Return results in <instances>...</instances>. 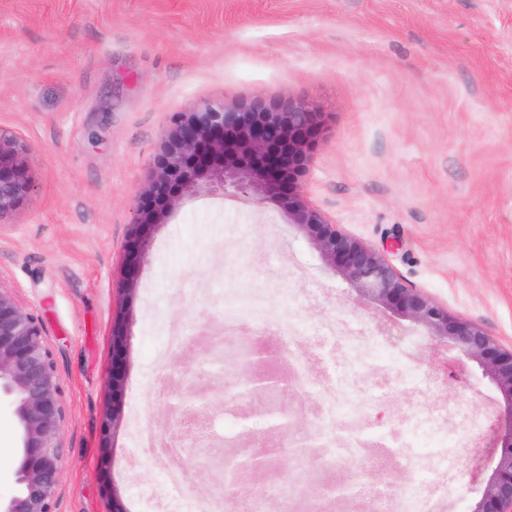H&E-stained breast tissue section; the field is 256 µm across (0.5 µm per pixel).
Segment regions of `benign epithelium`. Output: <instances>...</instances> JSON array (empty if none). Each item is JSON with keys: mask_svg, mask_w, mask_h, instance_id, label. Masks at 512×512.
Here are the masks:
<instances>
[{"mask_svg": "<svg viewBox=\"0 0 512 512\" xmlns=\"http://www.w3.org/2000/svg\"><path fill=\"white\" fill-rule=\"evenodd\" d=\"M323 132L322 113L303 101L267 103L256 100L228 108L205 104L177 115L165 135L153 174L139 193L132 248L120 287L132 296L155 232L167 223L183 199L203 186L254 191L278 204L356 292L371 297L397 314L424 326L429 336L474 360L498 388L508 408V420L496 436L492 475L471 512H512V347H503L478 324L452 315L448 309L408 286L380 254L343 232L328 216L307 204L300 186ZM32 189L26 151L0 130V216L21 206ZM133 314L126 311L112 327V395L124 390L128 332ZM224 342L201 353L200 366L224 372ZM238 370V386L257 392H279L282 382L271 373ZM13 407L22 446L15 472L16 493L0 502V512H54L66 448L61 430L66 420L61 378L42 323L23 311L13 289L0 285V399ZM200 417L209 402L184 397L175 407L179 417ZM182 447L191 454L193 470L218 468L225 497L241 491L242 474L266 465L253 454L214 462L200 458V442L186 437Z\"/></svg>", "mask_w": 512, "mask_h": 512, "instance_id": "7a95c632", "label": "benign epithelium"}]
</instances>
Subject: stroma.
Wrapping results in <instances>:
<instances>
[{"label":"stroma","mask_w":512,"mask_h":512,"mask_svg":"<svg viewBox=\"0 0 512 512\" xmlns=\"http://www.w3.org/2000/svg\"><path fill=\"white\" fill-rule=\"evenodd\" d=\"M257 99L323 112L302 180L312 204L383 252L408 284L512 344V0H0V129L26 147L32 178L27 200L0 216V283L41 320L62 379L55 512H111L109 480L128 512H143L168 465L136 461L138 436L147 428L168 440L167 414L188 386L216 402L210 455L252 446L242 416L260 414L268 397L240 396L231 372L194 377L184 352L172 355L164 387L155 371L169 328H221L226 301L254 296L312 326L337 315L378 343L372 357H348L362 406L354 423L318 419L312 342L280 353L279 404L307 402L272 440L280 482L293 450L323 484L418 481L382 442L421 411L438 429L419 437V451L449 441L460 457L447 485L429 491L430 512H472L504 417L496 387L425 327L360 297L277 205L233 189L185 196L123 299L136 198L173 116ZM125 302L123 416L106 438L112 326ZM296 358L306 366L300 386ZM0 428L7 500L21 439L5 400ZM325 432L336 445H363L328 470Z\"/></svg>","instance_id":"stroma-1"}]
</instances>
